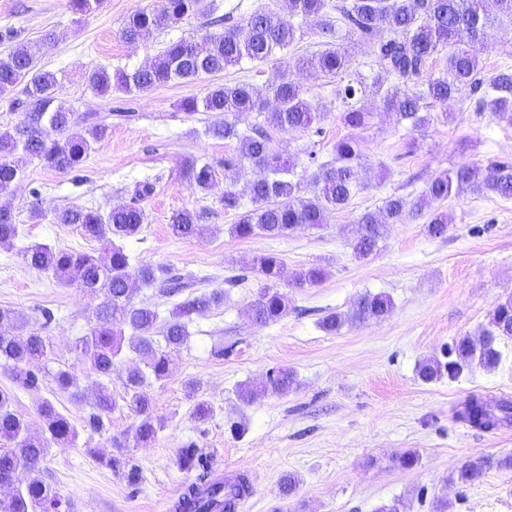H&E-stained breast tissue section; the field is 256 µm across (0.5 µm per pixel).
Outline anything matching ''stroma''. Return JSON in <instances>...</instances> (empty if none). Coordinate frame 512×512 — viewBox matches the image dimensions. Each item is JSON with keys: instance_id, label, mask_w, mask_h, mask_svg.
I'll use <instances>...</instances> for the list:
<instances>
[{"instance_id": "35a3bbf8", "label": "stroma", "mask_w": 512, "mask_h": 512, "mask_svg": "<svg viewBox=\"0 0 512 512\" xmlns=\"http://www.w3.org/2000/svg\"><path fill=\"white\" fill-rule=\"evenodd\" d=\"M158 0H104L86 17L74 14L68 0H0V30L9 28L17 42L30 43L51 32L55 41L42 49L38 64L53 72L61 102L73 112L96 113L109 125L81 171L61 174L29 161L20 181L0 194L22 235L0 247V308L22 312L30 332L47 337L53 354L48 374L72 367L77 385L57 390L45 379L40 390L17 387L0 369V390L12 397L14 410L32 430L41 431L38 408L49 400L78 429L75 446L52 447L42 478L61 499L60 512H173L172 506L195 473L179 469L177 453L195 442L207 455L212 474H246L253 492L238 512H377L398 503L400 512H512V470L491 469L479 480L460 482L461 465L482 456L512 454V427L487 433L458 421L456 412L472 395L512 398V339L499 343L496 368L479 367L459 378L425 383L417 366L427 359L447 360L455 341L476 334L496 304L512 295V198L465 193L442 203L452 222L447 233L430 237L425 217H407L390 226L379 248L367 258L350 246L360 213L382 206L392 194L416 198L441 172L463 164L483 168L512 159V124L478 111L476 99L449 102L447 122L410 130L396 117L378 111L370 129L357 131L369 185L342 210L330 211L320 228H299L281 237L248 239L228 232L233 214L224 210V191L233 187L249 202L250 165L240 166L234 182L217 178L196 191L179 172L181 162L196 158L215 164L237 155L238 144L208 134L222 123L218 112H183L187 97H203L209 86L248 82L261 87L281 75L301 83L307 99L325 117L320 138L302 132L277 133L295 164V177L312 190L311 174L330 159L337 138L345 135L337 114L333 85L322 75L299 70L297 61L328 41L318 21L288 52L262 65L242 62L196 81H172L145 93L98 94L87 82L97 68L130 72L150 61L166 43L200 38L216 29L215 18L240 22L250 14L282 8V0H214L213 12L178 27L124 42L120 32L135 11L152 9ZM480 61L492 72L512 66V22L497 17L483 39ZM151 181L154 193L141 203L146 221L140 235L124 242L133 266L161 269L181 278L183 297L212 289L224 303L189 324L190 339L172 353L167 379L147 392L153 415L164 428L157 438L130 449L140 469L139 486L88 454L110 448L113 439L132 436L138 420L114 411L104 431L86 426L91 408L82 393L87 369L73 350L96 322L98 297L73 286H60L51 274L25 264L24 248L46 243L75 252H96L100 242L75 226L58 224L54 210L71 205L100 212L129 203L136 184ZM43 216L35 219L32 208ZM185 207L208 213L205 237L180 239L168 227L173 212ZM278 254L289 269L323 267L317 285L288 292V313L261 325L248 309L261 284L250 271L254 256ZM384 292L394 302L384 320L343 327L330 334L319 323L332 312L349 309L364 292ZM276 367L293 371L287 395H266L241 406L239 385L258 383ZM210 402L214 415L196 420V401ZM419 461L410 470L394 465L404 451ZM297 479L291 496L281 493L286 475Z\"/></svg>"}]
</instances>
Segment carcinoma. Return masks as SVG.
I'll return each instance as SVG.
<instances>
[{
	"label": "carcinoma",
	"instance_id": "obj_1",
	"mask_svg": "<svg viewBox=\"0 0 512 512\" xmlns=\"http://www.w3.org/2000/svg\"><path fill=\"white\" fill-rule=\"evenodd\" d=\"M490 1L500 14L512 18V0H342L336 4L331 0H286L284 13L255 12L222 32L209 33L198 40L172 41L133 72L114 75L97 69L88 74V83L94 90L110 94L114 88L124 93H145L175 80H200L245 60L265 63L287 50L300 33V27L294 24L296 17L315 19L329 32L333 21L340 22L346 32L367 46L375 76L368 83L361 74L350 70L346 51L330 42L325 49L298 60V65L309 72L337 79L336 99L342 104L338 119L349 130L336 140L333 158L317 165L311 195H301L291 157L275 144L272 135L274 131L316 136L323 133L318 127L321 113L315 111L299 83L283 76L263 89L249 83L222 84L210 88L200 99L185 98L179 103L184 112L224 113V124L214 127L211 133L237 141L240 149V156L224 159V170L229 172L246 161L259 171L249 186L253 208L242 210L237 193L229 188L224 191V211L239 212L230 234L239 239L257 234L280 237L301 226L320 227L329 211L346 208L354 194L367 187L360 178L362 142L350 134L371 126L374 113L362 105L367 97L379 99L385 113L395 115L399 122L416 131L434 121H448V113L438 108L464 94L478 96L480 110L512 123V71L486 73L480 66V42L491 23L486 9ZM212 11L208 0H160L156 8L129 16L121 35L132 43L153 30L174 27L190 16ZM333 11L335 18L331 17ZM54 39L55 35L48 32L38 43L18 44L0 56V96L21 88L26 112L25 120L14 131L0 132L1 193L19 180L21 164L26 159H36L63 174L81 170L92 145L108 134L109 125L97 122L96 117L76 116L66 109L60 101L57 76L38 66L41 50ZM445 48L448 67L444 72L417 82L433 57ZM388 76L397 78L400 84L385 86ZM253 112L261 121L247 133L240 131V116ZM181 172L200 191L209 190L217 178L215 166L198 159L184 161ZM153 192L154 184L145 181L136 185L130 203L105 214L77 205L56 213V223L74 225L84 235L103 243L98 253L39 244L22 254L28 266L52 273L60 284L77 285L101 298L96 325L74 344L78 357L94 375L87 427L100 432L112 412L126 409L139 418L134 432L138 444L154 441L163 429L152 415L146 392L149 380L168 376L169 355L188 342L189 323L224 303V292L220 290L176 303L162 327L165 346L155 343L158 312L134 304L133 298L141 288L157 281V270L147 265L132 268L130 256L120 244L142 232L145 214L139 202ZM464 192H492L512 198V160L500 161L486 171L469 165L447 170L434 177L414 200L399 195L388 197L380 210H367L357 217L356 237L351 243L354 253L360 258L368 257L385 237L389 225L401 224L407 216L425 211L429 215L428 235L443 236L451 219L445 212H429L427 208ZM169 229L177 238L193 239L207 234L209 225L205 224L204 212L186 207L172 213ZM19 232L14 213L1 206L0 246L12 245ZM250 270L265 282L250 307L251 319L259 324L277 322L288 314V295L278 291L279 285L304 288L326 277L325 269L320 267L290 272L284 260L273 253L254 257ZM393 307L389 295L366 292L347 312L326 315L320 326L329 333L346 324L361 326L384 319ZM26 323L23 314L0 308V367L21 387L38 390L44 378L38 364L48 359L52 348L46 337L24 333ZM505 338H512V295L495 306L478 335L464 336L455 343V358L445 363L423 362L418 378L429 383L445 373L455 379L475 365L491 369L500 361L498 344ZM126 348L139 357L140 365L127 370L124 394L116 397L106 381L111 379L114 363ZM294 384L292 371L274 368L260 385H241L238 399L248 405L262 393L285 395ZM39 414L45 429L34 434L26 419L12 408L10 395L0 391V488L11 489L8 496L0 498V512H57V495L41 477L43 463L50 445L71 446L79 433L48 400L39 405ZM457 417L484 431L511 426L512 399L472 395ZM87 453L118 471L129 486L139 485L141 475L136 465L115 454L104 455L97 448H89ZM177 464L198 475L174 503V512H236L239 502L252 493L244 474L211 476L205 456L193 441L179 449ZM492 468L512 469V455L470 460L460 468L458 479L472 482ZM22 472L27 475L24 482L19 479Z\"/></svg>",
	"mask_w": 512,
	"mask_h": 512
}]
</instances>
